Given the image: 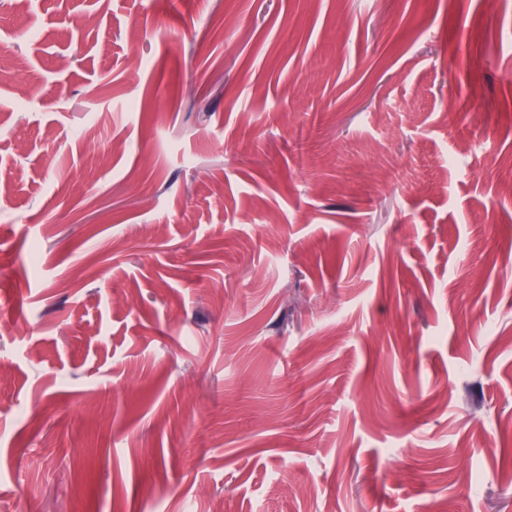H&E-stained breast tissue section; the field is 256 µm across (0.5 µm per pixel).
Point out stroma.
<instances>
[{
	"mask_svg": "<svg viewBox=\"0 0 512 512\" xmlns=\"http://www.w3.org/2000/svg\"><path fill=\"white\" fill-rule=\"evenodd\" d=\"M511 176L512 0H0V512H512Z\"/></svg>",
	"mask_w": 512,
	"mask_h": 512,
	"instance_id": "1",
	"label": "stroma"
}]
</instances>
